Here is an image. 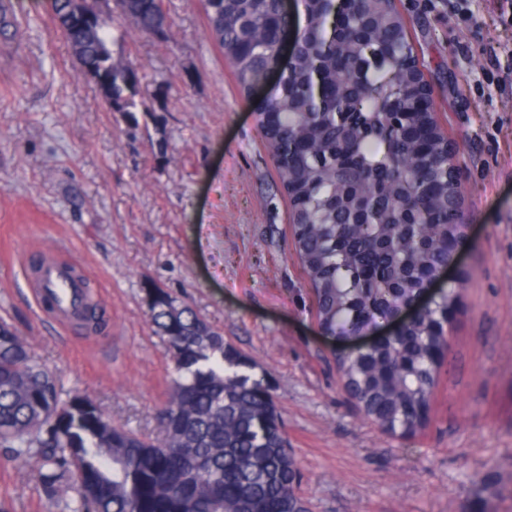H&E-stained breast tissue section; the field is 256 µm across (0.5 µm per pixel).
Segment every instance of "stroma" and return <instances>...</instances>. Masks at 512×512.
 <instances>
[{"label": "stroma", "mask_w": 512, "mask_h": 512, "mask_svg": "<svg viewBox=\"0 0 512 512\" xmlns=\"http://www.w3.org/2000/svg\"><path fill=\"white\" fill-rule=\"evenodd\" d=\"M0 33V318L65 391L146 435L175 376L145 288L191 306L271 381L308 512H512V0H397L456 146L466 235L435 291L458 290L427 428L381 433L348 398L293 249L291 207L256 126L288 61L242 94L201 0L168 32L129 29L136 116L80 72L51 0H7ZM80 261L107 333L33 302V260ZM36 465L0 447V512H43Z\"/></svg>", "instance_id": "obj_1"}]
</instances>
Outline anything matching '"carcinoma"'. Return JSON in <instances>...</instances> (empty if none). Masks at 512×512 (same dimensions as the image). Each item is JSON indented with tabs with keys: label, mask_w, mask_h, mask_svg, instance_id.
I'll use <instances>...</instances> for the list:
<instances>
[{
	"label": "carcinoma",
	"mask_w": 512,
	"mask_h": 512,
	"mask_svg": "<svg viewBox=\"0 0 512 512\" xmlns=\"http://www.w3.org/2000/svg\"><path fill=\"white\" fill-rule=\"evenodd\" d=\"M204 10L246 94L292 45L266 99L277 125L266 110L256 121L292 202L319 326L351 339L394 318L448 266L466 225L445 139L423 152L403 132L430 115L413 105L419 63L393 0H293L290 11L284 0H204ZM163 13L164 0H128L124 17L147 31ZM62 34L84 77L105 76L97 89L110 111L132 112L126 69L112 65L126 31L106 19ZM146 298L177 372L155 439L112 423L87 394H63L0 322V447L35 460L43 512H307L272 386L189 306L158 287ZM459 299L442 293L396 335L336 355L348 395L384 433L426 427Z\"/></svg>",
	"instance_id": "carcinoma-1"
}]
</instances>
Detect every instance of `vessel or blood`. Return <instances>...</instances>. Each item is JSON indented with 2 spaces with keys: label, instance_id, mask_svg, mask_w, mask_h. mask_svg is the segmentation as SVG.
<instances>
[{
  "label": "vessel or blood",
  "instance_id": "obj_1",
  "mask_svg": "<svg viewBox=\"0 0 512 512\" xmlns=\"http://www.w3.org/2000/svg\"><path fill=\"white\" fill-rule=\"evenodd\" d=\"M78 266L64 262L55 255H47L42 262L33 287L34 295L47 304L53 319L70 322L82 305V288Z\"/></svg>",
  "mask_w": 512,
  "mask_h": 512
}]
</instances>
